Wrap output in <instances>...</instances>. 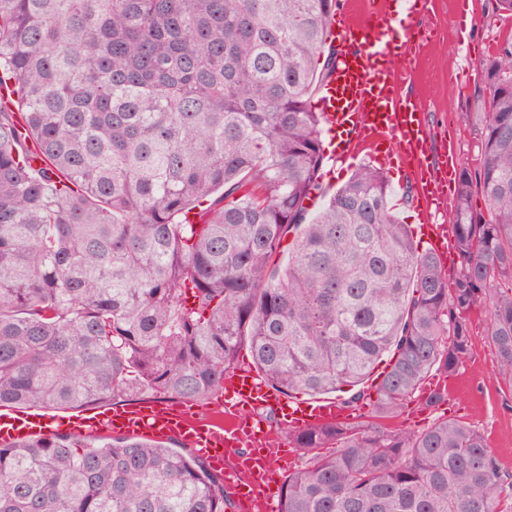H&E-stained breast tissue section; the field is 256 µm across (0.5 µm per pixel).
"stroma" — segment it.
<instances>
[{"label": "stroma", "mask_w": 512, "mask_h": 512, "mask_svg": "<svg viewBox=\"0 0 512 512\" xmlns=\"http://www.w3.org/2000/svg\"><path fill=\"white\" fill-rule=\"evenodd\" d=\"M496 0H477V20L466 33H458L452 17L451 0H434L427 21L441 33L440 40L417 61V77L407 88L420 99L432 130L431 148L440 152L443 130H452L461 161H474L477 136L473 114L479 109L477 92L481 84L479 72H471L467 81H459L458 73L465 60L480 62L506 34H512V19L499 16ZM395 199L394 212L400 223L416 226L421 218L416 202V186L406 167L384 164ZM472 346L459 374L447 382L448 401L438 410L421 409L410 402L400 423L404 429L416 431L426 427L438 415L456 412L458 417L484 432L489 447L501 468L512 473V389L500 376L495 355L485 341L489 322L486 308L471 311Z\"/></svg>", "instance_id": "obj_1"}]
</instances>
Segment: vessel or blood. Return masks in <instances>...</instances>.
<instances>
[{
    "mask_svg": "<svg viewBox=\"0 0 512 512\" xmlns=\"http://www.w3.org/2000/svg\"><path fill=\"white\" fill-rule=\"evenodd\" d=\"M430 0H360L356 10L338 20L336 69L322 85L316 102L339 156L353 157L366 149L371 157L397 158L410 166L421 200L422 231L433 252L448 260L454 252L451 225L438 223L448 212L451 186L458 167L457 143L448 140L438 160H431L427 117L421 103L402 93L415 76L414 60L423 48L422 16ZM218 413L232 417L224 427L199 418L185 402L145 399L132 407H108L68 417L0 406V444L59 431L78 435L148 434L179 437L223 473L235 495L247 503H264L277 512L268 487L280 466L291 459L282 449L267 446L270 434L258 408L275 411L283 429L348 422L333 399L296 400L275 391L250 368L228 372L213 403Z\"/></svg>",
    "mask_w": 512,
    "mask_h": 512,
    "instance_id": "vessel-or-blood-1",
    "label": "vessel or blood"
}]
</instances>
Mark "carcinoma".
<instances>
[{
	"label": "carcinoma",
	"instance_id": "obj_1",
	"mask_svg": "<svg viewBox=\"0 0 512 512\" xmlns=\"http://www.w3.org/2000/svg\"><path fill=\"white\" fill-rule=\"evenodd\" d=\"M339 0H0V405L207 401L248 344L279 393L377 375L367 419L288 431L280 512H512V475L443 403L489 310L512 388V35L479 63L448 273L362 165L315 214ZM482 197L485 209L474 204ZM288 248L287 266H271ZM386 355L387 367L374 373ZM194 450L0 444V512H224Z\"/></svg>",
	"mask_w": 512,
	"mask_h": 512
}]
</instances>
